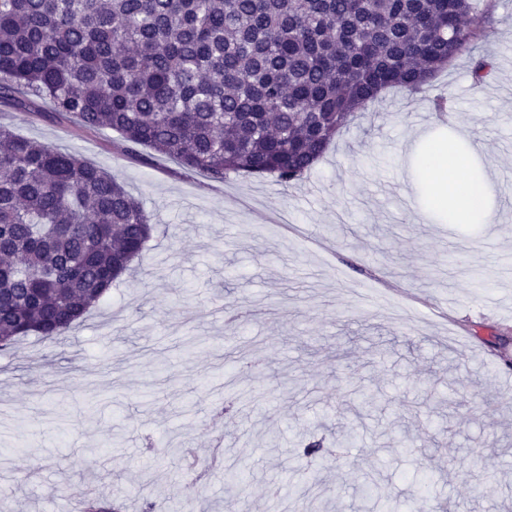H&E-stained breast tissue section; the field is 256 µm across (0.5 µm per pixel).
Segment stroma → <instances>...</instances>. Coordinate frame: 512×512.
<instances>
[{"instance_id":"35a3bbf8","label":"stroma","mask_w":512,"mask_h":512,"mask_svg":"<svg viewBox=\"0 0 512 512\" xmlns=\"http://www.w3.org/2000/svg\"><path fill=\"white\" fill-rule=\"evenodd\" d=\"M494 76L467 58L423 97L383 95L302 181L183 171L117 133L0 105V124L112 173L156 229L122 283L54 340L0 350V512L92 491L122 512H507L512 507V0ZM445 139L489 177L493 225L431 207L420 150ZM237 399L225 411L226 399ZM355 438L321 459L307 433ZM276 436L268 445V436ZM223 437V463L209 446Z\"/></svg>"}]
</instances>
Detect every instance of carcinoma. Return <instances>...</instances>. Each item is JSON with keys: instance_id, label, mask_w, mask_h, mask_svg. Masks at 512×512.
Here are the masks:
<instances>
[{"instance_id": "1", "label": "carcinoma", "mask_w": 512, "mask_h": 512, "mask_svg": "<svg viewBox=\"0 0 512 512\" xmlns=\"http://www.w3.org/2000/svg\"><path fill=\"white\" fill-rule=\"evenodd\" d=\"M491 0H0V104L108 129L215 180L304 179L380 92L495 68ZM153 215L112 174L0 126V344L53 340L130 271ZM84 512H117L94 496Z\"/></svg>"}]
</instances>
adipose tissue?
<instances>
[{
  "mask_svg": "<svg viewBox=\"0 0 512 512\" xmlns=\"http://www.w3.org/2000/svg\"><path fill=\"white\" fill-rule=\"evenodd\" d=\"M427 174L435 183L433 205L447 211L455 224L490 223L488 182L465 174L447 143H434L425 157Z\"/></svg>",
  "mask_w": 512,
  "mask_h": 512,
  "instance_id": "adipose-tissue-1",
  "label": "adipose tissue"
}]
</instances>
